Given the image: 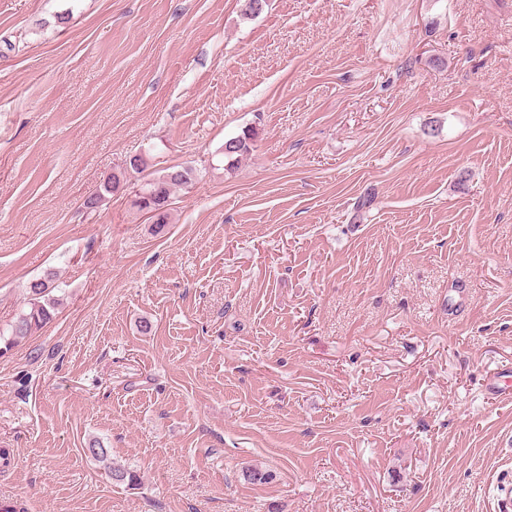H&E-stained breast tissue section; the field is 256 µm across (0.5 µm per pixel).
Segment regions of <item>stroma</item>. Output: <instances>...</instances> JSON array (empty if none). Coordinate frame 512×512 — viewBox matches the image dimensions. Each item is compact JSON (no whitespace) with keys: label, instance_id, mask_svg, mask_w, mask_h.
<instances>
[{"label":"stroma","instance_id":"1","mask_svg":"<svg viewBox=\"0 0 512 512\" xmlns=\"http://www.w3.org/2000/svg\"><path fill=\"white\" fill-rule=\"evenodd\" d=\"M243 5L0 0V325L63 296L0 356V500L512 512V0ZM138 155L196 169L158 234L83 206ZM252 141V131L245 130L242 132V134L230 138L224 142V161L228 160V164H230L228 167L229 169H232L235 162H238L239 159L250 154L253 145ZM52 273L28 283L27 304L14 320L6 327L0 328V356L5 355L29 336H33L49 323L61 305L60 296L54 295L59 290ZM89 452L96 457L100 462L104 463L105 467L108 468L112 480L116 483H128L133 484L137 481L136 472L127 469L122 466H114L112 462H109V455L107 448H104L97 440L93 441L88 448Z\"/></svg>","mask_w":512,"mask_h":512}]
</instances>
